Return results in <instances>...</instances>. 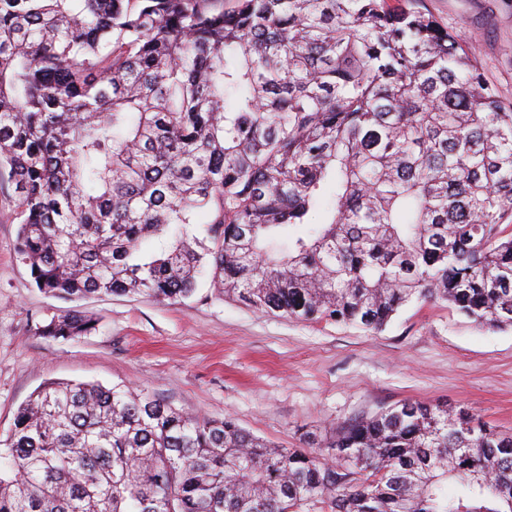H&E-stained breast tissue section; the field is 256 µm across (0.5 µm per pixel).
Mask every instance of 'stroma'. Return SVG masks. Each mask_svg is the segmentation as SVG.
I'll list each match as a JSON object with an SVG mask.
<instances>
[{
  "instance_id": "35a3bbf8",
  "label": "stroma",
  "mask_w": 512,
  "mask_h": 512,
  "mask_svg": "<svg viewBox=\"0 0 512 512\" xmlns=\"http://www.w3.org/2000/svg\"><path fill=\"white\" fill-rule=\"evenodd\" d=\"M475 46L486 78L512 101V0H423ZM0 192V434L45 381L122 383L252 434L299 448L362 414L403 403L467 409L512 431V329L475 324L443 303L415 302L378 333L259 313L219 296L209 279L181 302L91 296L70 303L32 283ZM76 308L97 321L68 341L38 323Z\"/></svg>"
}]
</instances>
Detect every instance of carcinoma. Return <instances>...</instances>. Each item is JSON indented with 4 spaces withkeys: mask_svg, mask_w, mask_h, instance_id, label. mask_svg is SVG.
I'll return each mask as SVG.
<instances>
[{
    "mask_svg": "<svg viewBox=\"0 0 512 512\" xmlns=\"http://www.w3.org/2000/svg\"><path fill=\"white\" fill-rule=\"evenodd\" d=\"M416 2L0 0V175L35 287L179 302L208 272L296 320L379 332L430 297L512 327V103ZM93 330L69 309L35 334ZM325 447L49 381L0 435V512H512V434L464 410L404 402Z\"/></svg>",
    "mask_w": 512,
    "mask_h": 512,
    "instance_id": "cac0c4a2",
    "label": "carcinoma"
}]
</instances>
